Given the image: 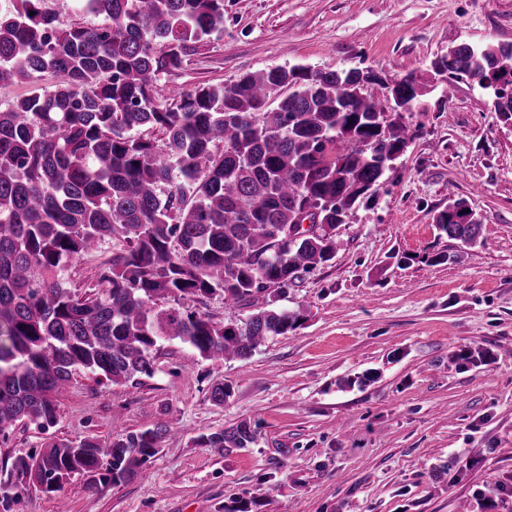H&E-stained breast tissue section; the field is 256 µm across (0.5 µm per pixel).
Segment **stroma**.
<instances>
[{"instance_id": "1", "label": "stroma", "mask_w": 512, "mask_h": 512, "mask_svg": "<svg viewBox=\"0 0 512 512\" xmlns=\"http://www.w3.org/2000/svg\"><path fill=\"white\" fill-rule=\"evenodd\" d=\"M461 43L512 44V0H224L223 33L162 76L161 94L277 66L412 73L413 136L376 205L337 227L335 258L281 297L297 329L245 360L160 342L153 376L78 374L54 428L0 442L1 467L55 437L166 421L141 477L28 489L12 512H512V492L495 490L512 489V121L476 83L434 78L432 61ZM452 196L481 219L477 246L437 229ZM465 351L479 361L461 365ZM222 382L234 394L217 406L208 390ZM245 419L260 425L254 448L196 445Z\"/></svg>"}]
</instances>
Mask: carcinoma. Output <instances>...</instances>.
Returning <instances> with one entry per match:
<instances>
[{
	"label": "carcinoma",
	"instance_id": "cac0c4a2",
	"mask_svg": "<svg viewBox=\"0 0 512 512\" xmlns=\"http://www.w3.org/2000/svg\"><path fill=\"white\" fill-rule=\"evenodd\" d=\"M0 8V85L58 78L0 108V435L20 423L58 421L55 394L83 371L135 386L154 372L162 340L205 361L247 358L270 336L298 326L276 307L302 275L336 254V227L374 202L409 129L417 78L364 83L352 70L303 65L245 73L159 98L157 79L181 68L222 31L224 0H78L100 27L58 25L48 0ZM512 44H459L431 63L448 86H512ZM163 134V151L139 130ZM338 142L341 165L322 158ZM317 213L320 232L285 228ZM448 238L477 243L481 220L463 198L436 217ZM112 241L96 283L80 296L62 272ZM220 297L252 308L218 322L160 303ZM233 385L208 399L222 405ZM169 423L58 438L4 470L10 491H58L75 475L91 487L134 480L162 450ZM238 424L197 437L222 453L257 444Z\"/></svg>",
	"mask_w": 512,
	"mask_h": 512
}]
</instances>
